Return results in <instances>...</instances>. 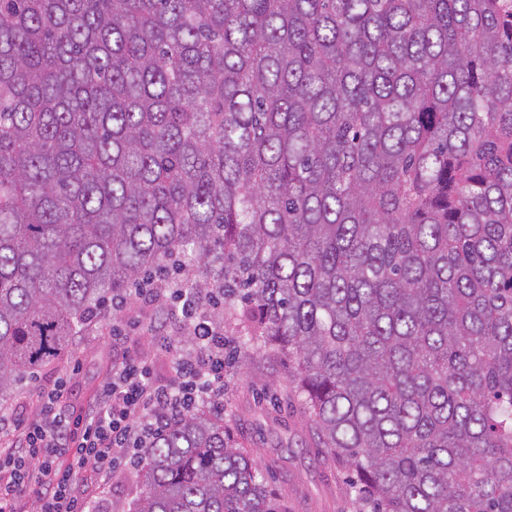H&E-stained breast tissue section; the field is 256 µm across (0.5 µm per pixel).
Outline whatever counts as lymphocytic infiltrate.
Listing matches in <instances>:
<instances>
[{
  "label": "lymphocytic infiltrate",
  "instance_id": "lymphocytic-infiltrate-1",
  "mask_svg": "<svg viewBox=\"0 0 512 512\" xmlns=\"http://www.w3.org/2000/svg\"><path fill=\"white\" fill-rule=\"evenodd\" d=\"M134 303L138 327L170 354L173 381L156 379L151 365L128 350L114 361L97 403L81 414L66 407L61 380L39 387L35 415L22 406L1 412L0 512H27L31 505L37 512H100L106 491L81 484L85 473L134 465L178 416L223 398L224 329L198 293L128 288L112 312L125 317ZM160 307L189 326V350L172 343L155 315Z\"/></svg>",
  "mask_w": 512,
  "mask_h": 512
}]
</instances>
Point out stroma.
<instances>
[{
    "instance_id": "35a3bbf8",
    "label": "stroma",
    "mask_w": 512,
    "mask_h": 512,
    "mask_svg": "<svg viewBox=\"0 0 512 512\" xmlns=\"http://www.w3.org/2000/svg\"><path fill=\"white\" fill-rule=\"evenodd\" d=\"M111 331L107 314L75 337L64 357L22 376L0 409L30 401L40 385L58 379L68 383L69 405L92 403L107 367L121 355ZM227 341L239 349L235 364L224 371V422L233 436L262 462H273V484L287 496L291 512H353L346 472L327 457L291 392L287 354L269 365L242 352L240 337Z\"/></svg>"
}]
</instances>
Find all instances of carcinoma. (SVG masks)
<instances>
[{
  "label": "carcinoma",
  "mask_w": 512,
  "mask_h": 512,
  "mask_svg": "<svg viewBox=\"0 0 512 512\" xmlns=\"http://www.w3.org/2000/svg\"><path fill=\"white\" fill-rule=\"evenodd\" d=\"M220 291L357 512H512V0H0V397L143 279ZM203 409L129 512H288Z\"/></svg>",
  "instance_id": "1"
}]
</instances>
